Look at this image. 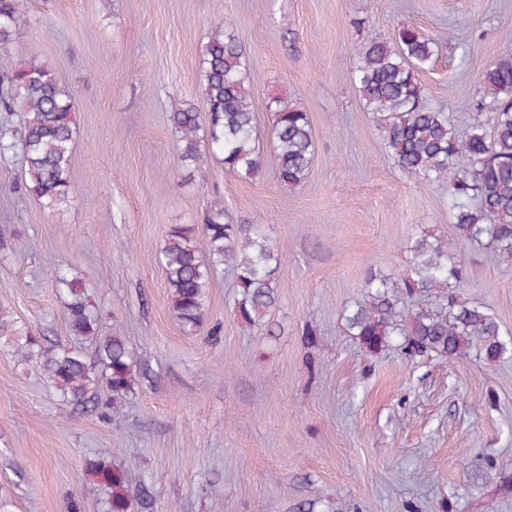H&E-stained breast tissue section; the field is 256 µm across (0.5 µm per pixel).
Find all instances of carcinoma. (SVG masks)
I'll use <instances>...</instances> for the list:
<instances>
[{"instance_id": "cac0c4a2", "label": "carcinoma", "mask_w": 512, "mask_h": 512, "mask_svg": "<svg viewBox=\"0 0 512 512\" xmlns=\"http://www.w3.org/2000/svg\"><path fill=\"white\" fill-rule=\"evenodd\" d=\"M24 0H0V44L26 24ZM437 42L404 25L393 37H374L358 53L353 81L367 111L380 121L383 147L404 174L440 181L448 190V211L459 239L512 258V57L491 63L483 73L480 108L492 125L474 122L466 136L456 132L448 113L425 103L418 75L430 69ZM199 87L206 105L203 121L192 106L169 121L178 135L179 160L194 169L219 158L237 177L255 179L266 159L256 146V118L250 72L234 35L217 29L204 44ZM8 112L19 107V135L0 129V154L20 152L23 189L44 207L56 210L69 201L76 123L72 96L44 65L17 70L0 98ZM269 137L277 180L298 186L314 158L312 126L306 112L286 98L270 104ZM206 248L198 246L194 224H174L159 253L168 297L184 332L198 333L206 320L207 288L223 266L237 273L236 310L246 327L260 324L277 302L280 255L260 233L242 235L224 220L217 203L203 225ZM410 261L397 277L374 274L364 284V303L346 317L351 335L369 352L392 345L408 357L462 356L470 351L493 362L512 350L487 308L462 299L465 280L458 256L432 233L407 245ZM70 335L94 346L87 361L78 348L50 345L0 303V343L20 362L36 358L49 385L63 402L79 405L108 398L116 409L136 394L140 366L126 337L103 330L86 285L69 268L55 275ZM102 495L103 512H147L153 500L137 465L117 466L104 456L85 463Z\"/></svg>"}]
</instances>
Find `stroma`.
Wrapping results in <instances>:
<instances>
[{"instance_id":"1","label":"stroma","mask_w":512,"mask_h":512,"mask_svg":"<svg viewBox=\"0 0 512 512\" xmlns=\"http://www.w3.org/2000/svg\"><path fill=\"white\" fill-rule=\"evenodd\" d=\"M0 46V86L45 64L71 93L77 137L67 205L21 190L0 158V302L48 342L73 347L54 284L71 261L105 326L143 370L114 413L63 403L36 362L0 347V500L10 512H100L86 458L138 461L155 512H512V356L488 362L371 353L345 317L373 273L407 267L431 232L463 261L464 299L512 335V260L459 239L445 184L403 175L351 73L359 47L403 25L440 54L420 76L459 134L480 111L487 66L512 56V0H27ZM223 28L241 45L258 130L272 97L307 112L305 183L272 169L242 180L212 159L181 166L175 109L204 110L201 50ZM220 200L282 255L278 301L243 327L236 272L219 269L203 330L185 334L157 259L174 224Z\"/></svg>"}]
</instances>
